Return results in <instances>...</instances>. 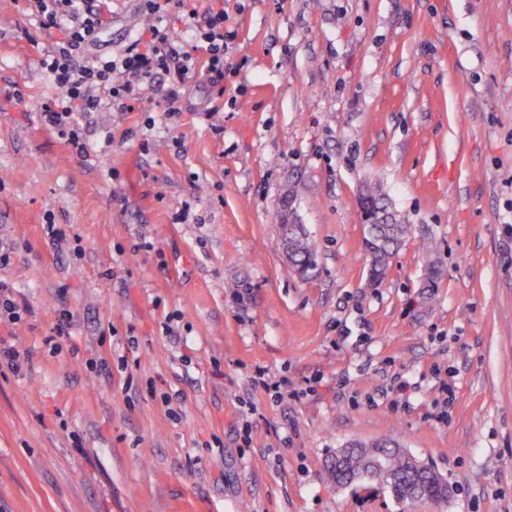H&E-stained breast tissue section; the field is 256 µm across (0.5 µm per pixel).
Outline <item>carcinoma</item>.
<instances>
[{
	"instance_id": "obj_1",
	"label": "carcinoma",
	"mask_w": 512,
	"mask_h": 512,
	"mask_svg": "<svg viewBox=\"0 0 512 512\" xmlns=\"http://www.w3.org/2000/svg\"><path fill=\"white\" fill-rule=\"evenodd\" d=\"M383 194L377 186L369 187L363 195L360 207L363 224L371 225L379 239L378 248L370 258V275L379 280L385 277L390 259L394 255L400 241L408 232V225L387 211L382 204ZM290 225H281L284 246L288 254V267L297 273L310 269L315 260L314 246L306 233L300 232L288 235ZM354 456L352 466L361 467L375 453L385 456V466L395 477V486L390 488L393 496L399 502H427L438 492V483L428 472L412 476L409 464L400 451V445L392 440L351 443Z\"/></svg>"
}]
</instances>
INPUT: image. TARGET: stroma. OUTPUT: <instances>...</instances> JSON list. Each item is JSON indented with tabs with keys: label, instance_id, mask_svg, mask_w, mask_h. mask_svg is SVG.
Listing matches in <instances>:
<instances>
[{
	"label": "stroma",
	"instance_id": "1",
	"mask_svg": "<svg viewBox=\"0 0 512 512\" xmlns=\"http://www.w3.org/2000/svg\"><path fill=\"white\" fill-rule=\"evenodd\" d=\"M110 8L103 55L153 23ZM224 11L223 96L198 80L168 116L161 75L81 115L79 156L40 116L62 31L0 0V279L26 310L0 336L30 356L0 373V512H512V0ZM374 183L410 226L378 282ZM389 438L448 505L331 483L338 448ZM291 223H293L292 217L288 213V224H281L284 246L288 254V267L297 273H304L314 264V246L307 233L302 230L293 237L288 235L290 226L297 225Z\"/></svg>",
	"mask_w": 512,
	"mask_h": 512
}]
</instances>
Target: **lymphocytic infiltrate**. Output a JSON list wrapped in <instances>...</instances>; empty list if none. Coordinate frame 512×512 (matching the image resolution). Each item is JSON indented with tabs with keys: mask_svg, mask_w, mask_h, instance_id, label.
Returning a JSON list of instances; mask_svg holds the SVG:
<instances>
[{
	"mask_svg": "<svg viewBox=\"0 0 512 512\" xmlns=\"http://www.w3.org/2000/svg\"><path fill=\"white\" fill-rule=\"evenodd\" d=\"M27 8L46 25L65 24V37L56 42L42 61L58 96L41 105L44 124L65 139L68 146L83 154L87 150L78 113L97 112L104 105L120 112L135 111L142 99L143 85L158 75L174 72L176 83L165 98L166 110L177 115L184 109L182 88L202 72L211 75L212 88L224 79V13L206 10L197 13L185 7V0H140L141 12L163 19L168 11L182 10L187 28L205 45L206 61L191 52L175 51L166 29L152 27L148 45L132 41L108 56H89L100 33L111 23L112 14L97 0H25Z\"/></svg>",
	"mask_w": 512,
	"mask_h": 512,
	"instance_id": "lymphocytic-infiltrate-1",
	"label": "lymphocytic infiltrate"
}]
</instances>
